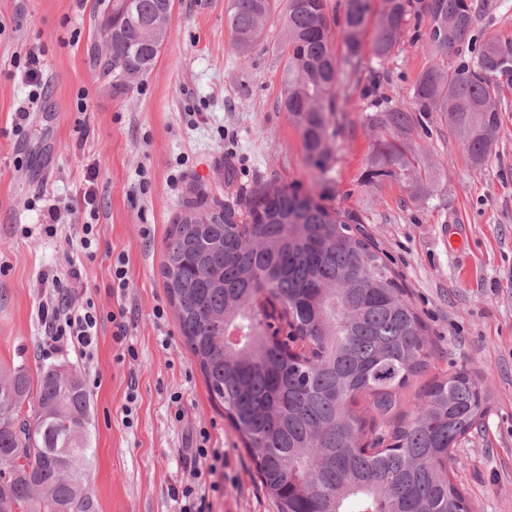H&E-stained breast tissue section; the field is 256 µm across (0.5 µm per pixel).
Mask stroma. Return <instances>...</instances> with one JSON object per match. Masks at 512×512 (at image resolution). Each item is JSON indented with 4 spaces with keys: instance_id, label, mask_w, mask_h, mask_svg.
Masks as SVG:
<instances>
[{
    "instance_id": "35a3bbf8",
    "label": "stroma",
    "mask_w": 512,
    "mask_h": 512,
    "mask_svg": "<svg viewBox=\"0 0 512 512\" xmlns=\"http://www.w3.org/2000/svg\"><path fill=\"white\" fill-rule=\"evenodd\" d=\"M282 0H274L258 45L238 56L227 0H174L170 35L152 69L116 95L88 58L97 0H0V367L30 374L64 366L90 395L92 512H179L171 495L194 463L200 431L224 453V477L209 493L211 512H276L253 475L250 457L222 406L212 400L177 326L161 274L164 237L194 187L231 199L262 181L323 196L357 215L401 275L429 327L428 370L401 393L414 413L424 386L464 366L481 376L489 410L452 450L451 476L473 512H512V88L487 163L468 160L443 113L425 122L412 145L431 170L443 201L425 204L396 181L366 183L375 134L362 122L374 59L340 79L329 138L327 183L305 162L299 131L280 107ZM476 38L512 41V0H485ZM40 53L45 90L23 133L17 111L29 86L23 61ZM432 61L424 42L402 37L384 61L378 96L409 101ZM98 171L95 258L71 256L67 239L85 222L74 202L89 167ZM61 207L55 236L43 230L50 205ZM124 259V303L135 357L120 358L111 322L98 329L87 357L69 350L44 357L39 303H58L53 276L68 278L73 303L116 304L112 264ZM163 307L164 320L153 315ZM138 398L127 404V386ZM184 417H171L172 394Z\"/></svg>"
}]
</instances>
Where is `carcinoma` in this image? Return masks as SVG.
<instances>
[{"mask_svg": "<svg viewBox=\"0 0 512 512\" xmlns=\"http://www.w3.org/2000/svg\"><path fill=\"white\" fill-rule=\"evenodd\" d=\"M482 0H382L372 54L381 65L409 18L433 62L411 101H375L362 115L376 132L366 179L396 180L429 202L430 172L409 141L423 117L445 114L471 165L488 161L512 85V42L473 38ZM272 0H229L232 45L259 42ZM173 0L117 10L123 38L90 62L126 93L154 65ZM368 0H344L342 49L325 0H286L277 47L281 107L305 160L328 173L339 73L362 65ZM359 219L309 193L260 183L230 203L198 189L164 240L163 285L211 398L240 434L277 512H468L448 451L486 414L481 378L466 368L433 379L412 415L400 393L426 371L428 328ZM30 411L23 412V405ZM90 396L76 372L32 378L0 370V512H90Z\"/></svg>", "mask_w": 512, "mask_h": 512, "instance_id": "1", "label": "carcinoma"}]
</instances>
